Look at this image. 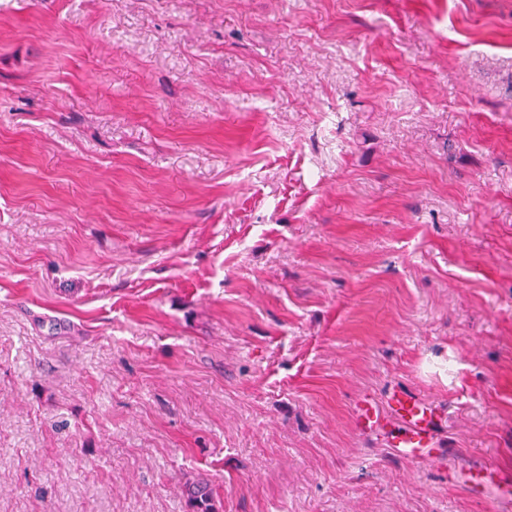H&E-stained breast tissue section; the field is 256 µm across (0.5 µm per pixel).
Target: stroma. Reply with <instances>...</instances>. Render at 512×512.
Masks as SVG:
<instances>
[{"label":"stroma","instance_id":"obj_1","mask_svg":"<svg viewBox=\"0 0 512 512\" xmlns=\"http://www.w3.org/2000/svg\"><path fill=\"white\" fill-rule=\"evenodd\" d=\"M400 387L441 463L356 423ZM512 0H0V512H512ZM460 483L470 489H478L493 500L512 499V477L488 469L486 465L468 467L459 472Z\"/></svg>","mask_w":512,"mask_h":512}]
</instances>
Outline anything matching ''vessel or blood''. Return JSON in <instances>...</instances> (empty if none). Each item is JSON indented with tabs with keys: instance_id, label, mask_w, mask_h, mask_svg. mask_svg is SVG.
Instances as JSON below:
<instances>
[{
	"instance_id": "obj_1",
	"label": "vessel or blood",
	"mask_w": 512,
	"mask_h": 512,
	"mask_svg": "<svg viewBox=\"0 0 512 512\" xmlns=\"http://www.w3.org/2000/svg\"><path fill=\"white\" fill-rule=\"evenodd\" d=\"M392 410L400 422L397 433L390 439L392 450L406 459L440 462L436 439L442 420L436 406L423 398L403 395L394 399ZM459 478L461 485L479 490L487 498L512 499V477L487 466L461 470Z\"/></svg>"
}]
</instances>
